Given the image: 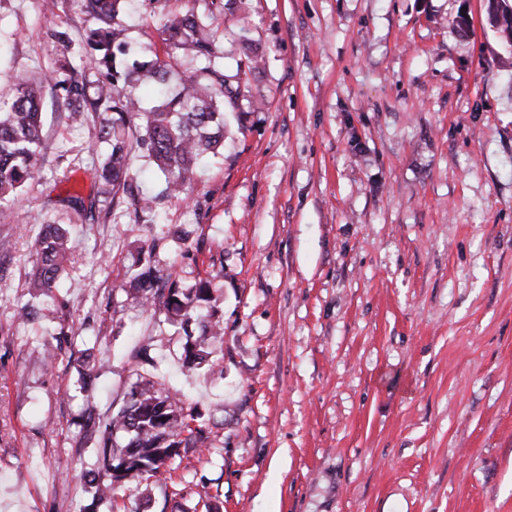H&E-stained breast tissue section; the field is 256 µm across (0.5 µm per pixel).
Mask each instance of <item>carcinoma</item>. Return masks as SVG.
<instances>
[{"label": "carcinoma", "instance_id": "obj_1", "mask_svg": "<svg viewBox=\"0 0 512 512\" xmlns=\"http://www.w3.org/2000/svg\"><path fill=\"white\" fill-rule=\"evenodd\" d=\"M124 0H79L81 9L97 25L89 29L79 47H72L66 34L58 36L61 58L54 70L56 85L65 92L73 115H99L98 139L108 145L106 157L97 169L98 177L112 186V198L123 195L134 214L149 213L158 198L133 191L130 154L143 147L146 157L164 179V196L187 199L203 161L215 156L224 143V114L241 111V100L251 93V77L258 68V53L246 37H241L243 58L236 72L224 71L218 54L216 35L211 28L215 13H224V0H208L205 12L189 7L173 11L167 7L154 14L159 24L162 53L190 54L201 66L182 82L181 90L169 95L164 89L165 63L159 53L120 63L125 43L114 20ZM489 21L504 34L512 31V7L495 0ZM146 80L157 84L158 96L150 108L141 106L135 90ZM41 85L21 81L13 97L0 100V215L18 192L39 175ZM62 206L80 217L95 216L98 200L67 196ZM37 262L30 287L49 296L60 275L71 263L67 229L61 224L47 226L36 244ZM126 295L148 310H162L167 321L177 322L186 336V367L223 371L214 357L216 343L223 340L224 328L215 313L203 312L212 299L213 279L206 277L185 287L176 273V263L160 271L149 264L132 274ZM199 330H188L191 323ZM199 415L187 409L179 394L164 387L159 377L137 374L123 406L103 421L87 402V426L99 433L102 457L92 478L96 493L112 498L123 484L140 483L161 473L167 462L182 448H193L207 439Z\"/></svg>", "mask_w": 512, "mask_h": 512}]
</instances>
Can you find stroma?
Returning a JSON list of instances; mask_svg holds the SVG:
<instances>
[{"label":"stroma","mask_w":512,"mask_h":512,"mask_svg":"<svg viewBox=\"0 0 512 512\" xmlns=\"http://www.w3.org/2000/svg\"><path fill=\"white\" fill-rule=\"evenodd\" d=\"M156 0H126L132 57H151ZM487 0H242L216 15L226 73L239 32L262 63L188 201L135 216L89 195L98 122L45 83L41 177L0 218V512H512V47ZM470 27L459 32L457 22ZM95 24L72 0H0V96L56 66L55 33ZM74 262L41 309L29 273L43 225ZM188 235L175 256L174 230ZM183 285L222 265L213 308L224 373L187 371L184 333L125 294L136 257ZM197 409L208 439L99 499L82 472L98 438L83 408L117 411L133 352ZM102 367L93 397L79 357Z\"/></svg>","instance_id":"obj_1"}]
</instances>
